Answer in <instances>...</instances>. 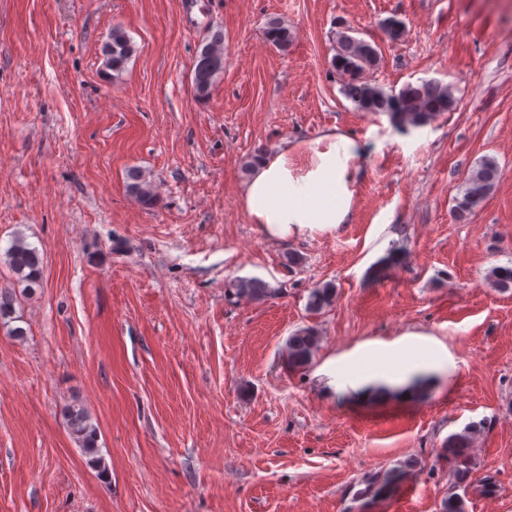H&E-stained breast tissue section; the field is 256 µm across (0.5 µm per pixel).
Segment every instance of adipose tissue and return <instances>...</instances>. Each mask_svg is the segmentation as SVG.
<instances>
[{
  "instance_id": "adipose-tissue-1",
  "label": "adipose tissue",
  "mask_w": 512,
  "mask_h": 512,
  "mask_svg": "<svg viewBox=\"0 0 512 512\" xmlns=\"http://www.w3.org/2000/svg\"><path fill=\"white\" fill-rule=\"evenodd\" d=\"M361 152L354 134L330 131L264 157L243 191L250 222L279 242L351 223L365 177Z\"/></svg>"
}]
</instances>
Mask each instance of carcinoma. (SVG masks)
<instances>
[{
  "label": "carcinoma",
  "mask_w": 512,
  "mask_h": 512,
  "mask_svg": "<svg viewBox=\"0 0 512 512\" xmlns=\"http://www.w3.org/2000/svg\"><path fill=\"white\" fill-rule=\"evenodd\" d=\"M266 42L285 52L292 43L291 29L280 18H267L263 30ZM135 52L134 45L123 28H112L102 44L101 53L106 69L115 75L125 70ZM381 57L371 42L341 31L336 36V46L331 58L332 69L340 77L341 91L361 112L385 115L391 124L400 129L422 128L429 125L438 115L455 106L450 88L432 81L419 84L408 83L399 91H387L372 74L379 68ZM224 73V35L217 32L198 47L194 64L192 91L199 100L210 97L218 78ZM499 168L495 159L482 158L467 175L462 194L453 199L452 212L457 221H465L480 207L498 180ZM128 193L144 206L157 203L158 196L153 183L146 174L131 168L127 173ZM7 264L18 284L31 289L42 280V259L37 248L24 238L17 237L6 252ZM493 288L506 292L512 290V265L494 266L488 273ZM236 293L252 300H263L274 289L258 279H241L236 284ZM337 288L332 281L321 282L309 290L307 308L320 313L331 307L336 300ZM14 314V293L0 289V320L12 318ZM320 336L312 328L295 331L286 342L288 365L304 369L310 363L318 347ZM70 433L79 443L85 455L95 463L98 456L97 427L88 411L79 405H72L63 414ZM483 428L481 423H472L461 432L448 437V446L443 451L452 462V479L448 493L441 500L440 512H468L467 478L473 468L472 440ZM399 472L390 469L367 478L366 491L374 498L385 499L396 492Z\"/></svg>",
  "instance_id": "carcinoma-1"
}]
</instances>
